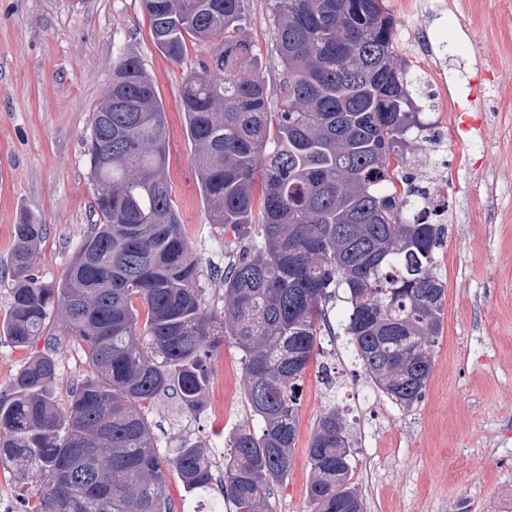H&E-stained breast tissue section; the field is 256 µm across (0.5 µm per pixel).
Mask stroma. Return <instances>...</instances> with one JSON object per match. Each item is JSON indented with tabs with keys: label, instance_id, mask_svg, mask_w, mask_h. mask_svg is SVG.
Masks as SVG:
<instances>
[{
	"label": "stroma",
	"instance_id": "35a3bbf8",
	"mask_svg": "<svg viewBox=\"0 0 512 512\" xmlns=\"http://www.w3.org/2000/svg\"><path fill=\"white\" fill-rule=\"evenodd\" d=\"M413 80L435 87L426 122L459 112V138L424 144L421 171L448 169L437 272L445 282L443 329L424 399L401 407L373 388L347 339H323L303 382L293 467L276 485L277 512H306V448L317 417L335 406L352 439L353 479L366 512H512V0H384ZM456 28H449V21ZM452 29L461 49L420 56L413 32ZM242 33L254 44L271 107L282 67L272 0H249ZM139 57L166 110L176 208L200 259L208 307L224 295V236L207 221L179 110L186 75L209 61L190 49L173 64L154 45L141 0H0V314L12 286L13 228L24 215L47 229L33 258L40 280L59 278L93 220L84 142L112 64ZM209 389L192 418L174 400L149 419L160 449L189 435L225 447L243 425L239 351L224 342L206 358Z\"/></svg>",
	"mask_w": 512,
	"mask_h": 512
}]
</instances>
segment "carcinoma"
<instances>
[{
	"label": "carcinoma",
	"mask_w": 512,
	"mask_h": 512,
	"mask_svg": "<svg viewBox=\"0 0 512 512\" xmlns=\"http://www.w3.org/2000/svg\"><path fill=\"white\" fill-rule=\"evenodd\" d=\"M248 0H142L155 46L175 64L188 47L210 61L184 81L180 110L208 222L229 242L224 307L206 308L200 262L172 199L166 111L139 58L120 56L86 140L93 207L56 281L32 274L46 226L14 225L13 286L0 329L16 348L44 337L0 396V462L37 483L20 512H175L168 478L188 496L214 485L209 449L180 437L161 453L148 409L173 395L195 415L209 387L206 348L242 353L244 395L258 431L230 439L221 499L211 512H276L288 477L304 375L343 319L365 375L409 408L426 388L443 322L436 252L444 228L416 207L406 172L433 139L418 119L382 0H273L283 68L271 110L254 45L239 34ZM88 372L58 400V340ZM306 488L310 512H365L352 482L340 412L320 413Z\"/></svg>",
	"instance_id": "1"
}]
</instances>
